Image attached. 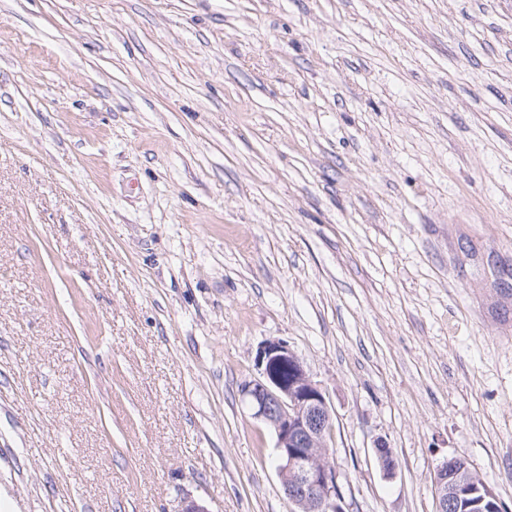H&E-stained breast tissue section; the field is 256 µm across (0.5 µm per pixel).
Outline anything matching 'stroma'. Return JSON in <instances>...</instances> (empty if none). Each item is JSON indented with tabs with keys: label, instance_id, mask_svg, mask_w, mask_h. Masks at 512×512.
<instances>
[{
	"label": "stroma",
	"instance_id": "obj_1",
	"mask_svg": "<svg viewBox=\"0 0 512 512\" xmlns=\"http://www.w3.org/2000/svg\"><path fill=\"white\" fill-rule=\"evenodd\" d=\"M269 340L345 512H512V0H0L10 512H293ZM260 378L242 389L253 417L269 426L285 495L299 512H344L336 470L327 458L333 411L300 358L282 341H267L255 356ZM290 370L285 379L282 370ZM438 474V477H437ZM434 483L438 493V512L454 510L459 504L461 495L467 493L475 495L470 507H479L486 501L489 495H483L479 485L482 480L474 474L466 464L457 459L451 461V470L448 472V460L437 470Z\"/></svg>",
	"mask_w": 512,
	"mask_h": 512
}]
</instances>
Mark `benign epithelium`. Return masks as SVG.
<instances>
[{
    "label": "benign epithelium",
    "instance_id": "7a95c632",
    "mask_svg": "<svg viewBox=\"0 0 512 512\" xmlns=\"http://www.w3.org/2000/svg\"><path fill=\"white\" fill-rule=\"evenodd\" d=\"M260 378L242 389L253 417L269 426L283 490L299 512H344L336 490V470L327 458L333 411L300 358L282 341H267L255 356ZM434 483L438 512H450L467 493L470 506L486 501L482 480L457 459L443 463Z\"/></svg>",
    "mask_w": 512,
    "mask_h": 512
}]
</instances>
